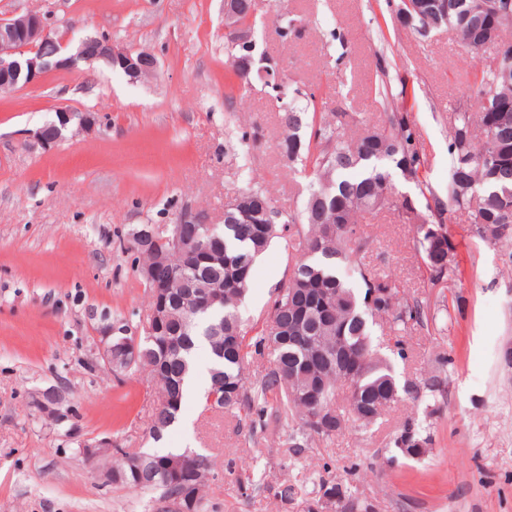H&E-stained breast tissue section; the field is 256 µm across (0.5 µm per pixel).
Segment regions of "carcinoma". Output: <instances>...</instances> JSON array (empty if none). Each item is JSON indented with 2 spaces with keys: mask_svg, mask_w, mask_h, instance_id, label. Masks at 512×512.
Returning <instances> with one entry per match:
<instances>
[{
  "mask_svg": "<svg viewBox=\"0 0 512 512\" xmlns=\"http://www.w3.org/2000/svg\"><path fill=\"white\" fill-rule=\"evenodd\" d=\"M474 0H418V9L400 20L402 28L421 37L440 27L455 31L462 54L476 57L494 45L491 62L474 74L448 133L447 199L430 194L425 210L412 216L397 199L393 173L407 168L419 182L426 156L406 112L386 113L380 125L366 126L351 135L356 122L351 112H322L307 118L315 106L309 96L304 109L288 103L281 123L287 135L279 144L290 160H299L311 177V191L302 210L282 214L272 210L270 198L258 186L238 191L240 211L220 225L217 235L223 265L200 263L194 288L182 273L192 259L166 245L140 248L138 270L158 271L145 280L150 300L165 298L168 313L164 331L141 332L137 354L113 353L112 371L139 373L157 387V407L151 436L157 440L171 426L184 400L186 378L194 369V338L210 348L211 367L204 399L214 411L244 412L250 428L264 429L276 417L288 428V445L304 448L318 437L331 439L350 426L369 431L383 412L412 386H402L390 363L374 344L375 331L397 332L428 323L424 306L409 301L397 281L365 267L373 244L360 231L362 218L395 210L415 227L417 250L430 271V281L454 276L456 247L445 227L444 214L467 211L470 233L488 248L512 246V21L490 27L474 12ZM279 35L296 40L302 19H280ZM276 239L298 245L288 278L276 288L261 324L246 327L239 316L251 283L255 258ZM224 282V301L205 307L189 300ZM267 358L255 380L246 370L254 356ZM428 438L410 422L394 440L408 455L419 454ZM188 459L174 473L167 464ZM205 453L143 452L129 455L112 449V484L153 493L151 512L162 500L179 496L189 486L190 512H204L206 489L214 479ZM307 512H372L357 497L342 499L338 487L324 486Z\"/></svg>",
  "mask_w": 512,
  "mask_h": 512,
  "instance_id": "obj_1",
  "label": "carcinoma"
}]
</instances>
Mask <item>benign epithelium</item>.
Returning a JSON list of instances; mask_svg holds the SVG:
<instances>
[{
  "mask_svg": "<svg viewBox=\"0 0 512 512\" xmlns=\"http://www.w3.org/2000/svg\"><path fill=\"white\" fill-rule=\"evenodd\" d=\"M225 30L239 37V43L252 41V30L243 25L238 0H224ZM101 63L111 70H119L129 81L137 82L158 73L154 53L132 50L102 35L87 34L78 38L57 36L51 32L47 18L40 12H26L11 18H0V88L15 92L37 84L48 72L63 70L77 72L80 64ZM100 124L96 112L81 111L67 106L55 110V119L31 135V143L44 148L80 132H90ZM217 225L206 216L182 214L177 225L147 226L143 236L151 241L167 243L182 249L190 257L206 250L204 237L212 234ZM119 326L110 323L97 336L100 357L112 365V335ZM35 404L41 414L58 427L65 426L74 416L67 403L66 392L60 387H49L37 392ZM86 459L95 461L112 453V442L100 440L88 443L78 440Z\"/></svg>",
  "mask_w": 512,
  "mask_h": 512,
  "instance_id": "obj_1",
  "label": "benign epithelium"
}]
</instances>
